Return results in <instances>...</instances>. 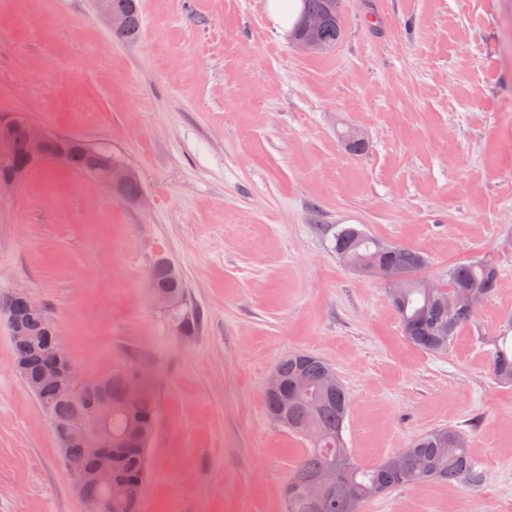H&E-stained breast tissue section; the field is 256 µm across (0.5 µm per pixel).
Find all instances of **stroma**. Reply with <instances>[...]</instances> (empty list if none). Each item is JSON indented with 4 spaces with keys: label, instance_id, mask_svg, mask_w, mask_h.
Returning a JSON list of instances; mask_svg holds the SVG:
<instances>
[{
    "label": "stroma",
    "instance_id": "stroma-1",
    "mask_svg": "<svg viewBox=\"0 0 512 512\" xmlns=\"http://www.w3.org/2000/svg\"><path fill=\"white\" fill-rule=\"evenodd\" d=\"M113 40L91 0H0V116L109 147L142 206L50 166L0 190V293L28 289L85 380L142 372L158 403L141 512H284L303 442L265 386L294 351L332 365L358 462L420 433L470 436L476 480L392 490L361 512H512V0H344L323 56L265 0H141ZM367 141L347 151L340 134ZM428 259L487 260L496 291L444 355L409 343L384 282L342 266L331 226ZM180 270L194 334L149 295ZM0 512H85L0 320ZM489 370L498 383L512 384V337L500 336L491 353Z\"/></svg>",
    "mask_w": 512,
    "mask_h": 512
}]
</instances>
